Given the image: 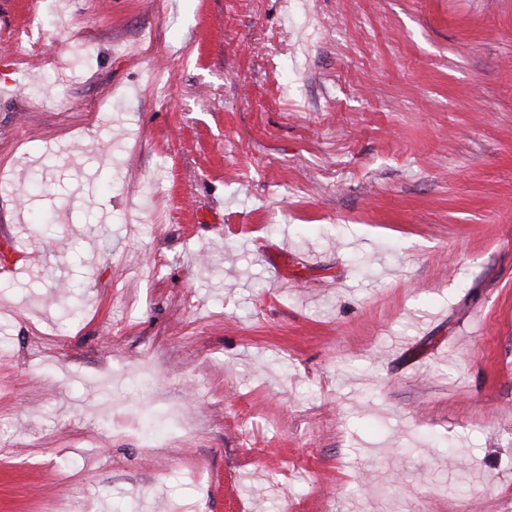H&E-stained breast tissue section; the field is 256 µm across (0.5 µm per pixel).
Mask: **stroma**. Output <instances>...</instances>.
<instances>
[{
	"label": "stroma",
	"instance_id": "obj_1",
	"mask_svg": "<svg viewBox=\"0 0 512 512\" xmlns=\"http://www.w3.org/2000/svg\"><path fill=\"white\" fill-rule=\"evenodd\" d=\"M0 512H512V0H0Z\"/></svg>",
	"mask_w": 512,
	"mask_h": 512
}]
</instances>
